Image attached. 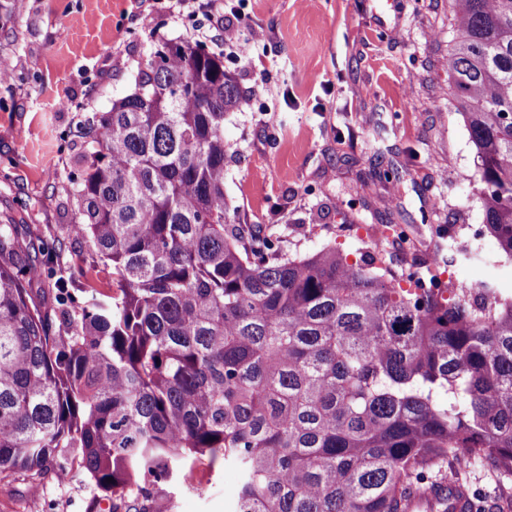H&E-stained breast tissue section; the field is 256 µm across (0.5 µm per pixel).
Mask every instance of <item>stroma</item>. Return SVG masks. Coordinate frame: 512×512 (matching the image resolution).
<instances>
[{
    "instance_id": "obj_1",
    "label": "stroma",
    "mask_w": 512,
    "mask_h": 512,
    "mask_svg": "<svg viewBox=\"0 0 512 512\" xmlns=\"http://www.w3.org/2000/svg\"><path fill=\"white\" fill-rule=\"evenodd\" d=\"M223 4L174 13L164 0H0V57L13 67L0 81V224L15 225L22 248L59 253L75 287L92 276L108 288L68 232L81 122L130 92L154 40L195 42L215 27L229 45L257 24L264 47L224 56L243 95L224 122L232 221L281 235L291 253L333 244L395 271L451 240L458 279L495 272L494 239L470 233L483 214L448 82V0H244L233 22ZM392 167L395 184L383 176ZM478 246L483 260H469ZM237 480L234 468L195 466L191 486L158 490L159 510L226 512ZM33 481L0 477V512H112L82 475L43 481L36 495Z\"/></svg>"
}]
</instances>
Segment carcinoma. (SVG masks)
<instances>
[{"label": "carcinoma", "mask_w": 512, "mask_h": 512, "mask_svg": "<svg viewBox=\"0 0 512 512\" xmlns=\"http://www.w3.org/2000/svg\"><path fill=\"white\" fill-rule=\"evenodd\" d=\"M448 77L483 223L512 264V0H448ZM220 57L160 41L81 126L69 232L111 275L52 305L0 224V475L79 468L158 512L189 462L238 470L231 512H454L474 463L512 479V292L405 288L332 244L228 225ZM112 481H107V478Z\"/></svg>", "instance_id": "1"}]
</instances>
